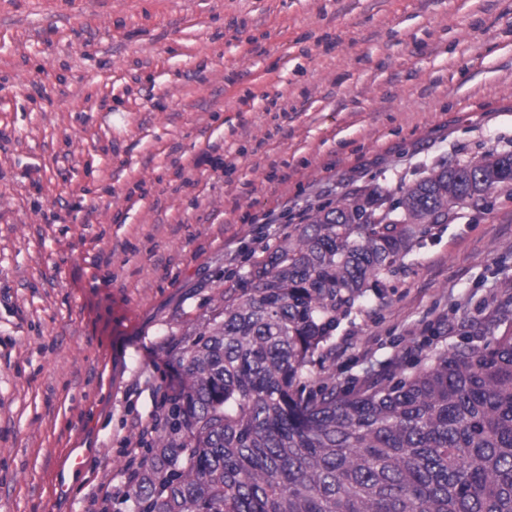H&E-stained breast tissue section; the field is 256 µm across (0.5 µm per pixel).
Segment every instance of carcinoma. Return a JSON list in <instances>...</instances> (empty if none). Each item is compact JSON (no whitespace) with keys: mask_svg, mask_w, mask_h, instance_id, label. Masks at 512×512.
Segmentation results:
<instances>
[{"mask_svg":"<svg viewBox=\"0 0 512 512\" xmlns=\"http://www.w3.org/2000/svg\"><path fill=\"white\" fill-rule=\"evenodd\" d=\"M502 188L512 152L488 151L321 207L253 262L254 287L178 360L185 391L131 474V512H512V310L382 382L314 381L448 204Z\"/></svg>","mask_w":512,"mask_h":512,"instance_id":"obj_1","label":"carcinoma"}]
</instances>
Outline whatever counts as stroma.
<instances>
[{
    "instance_id": "35a3bbf8",
    "label": "stroma",
    "mask_w": 512,
    "mask_h": 512,
    "mask_svg": "<svg viewBox=\"0 0 512 512\" xmlns=\"http://www.w3.org/2000/svg\"><path fill=\"white\" fill-rule=\"evenodd\" d=\"M0 132V512H101L178 356L250 287L246 254L320 206L512 151V0H0ZM212 146L232 173L197 165ZM510 281L499 190L368 291L325 370L410 367Z\"/></svg>"
}]
</instances>
